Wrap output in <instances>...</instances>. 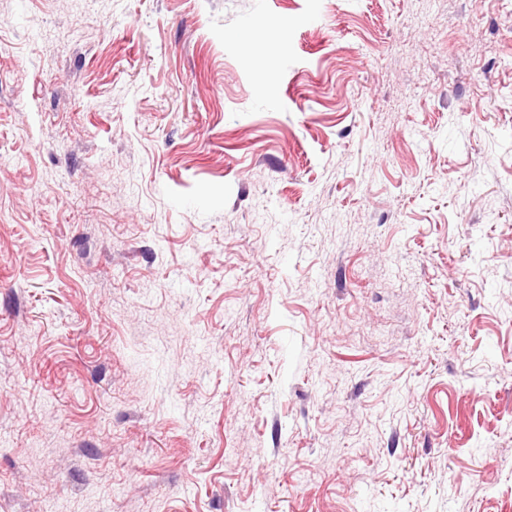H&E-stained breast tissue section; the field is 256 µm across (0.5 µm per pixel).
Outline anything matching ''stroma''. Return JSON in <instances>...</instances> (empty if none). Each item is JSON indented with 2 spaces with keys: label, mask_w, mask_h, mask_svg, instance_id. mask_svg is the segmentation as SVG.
<instances>
[{
  "label": "stroma",
  "mask_w": 512,
  "mask_h": 512,
  "mask_svg": "<svg viewBox=\"0 0 512 512\" xmlns=\"http://www.w3.org/2000/svg\"><path fill=\"white\" fill-rule=\"evenodd\" d=\"M0 512H512V0H0Z\"/></svg>",
  "instance_id": "obj_1"
}]
</instances>
